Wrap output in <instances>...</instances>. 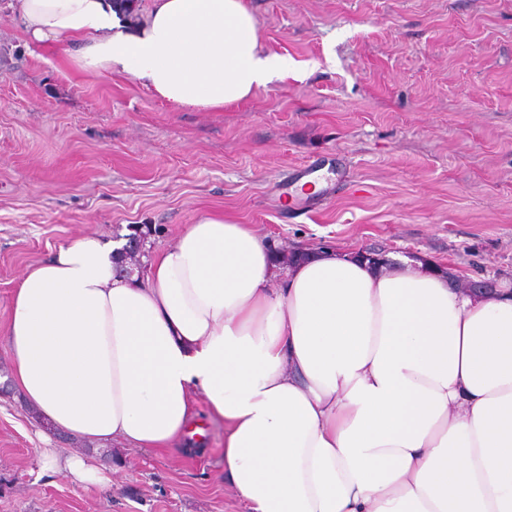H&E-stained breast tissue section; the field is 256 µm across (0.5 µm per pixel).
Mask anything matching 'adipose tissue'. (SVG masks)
I'll list each match as a JSON object with an SVG mask.
<instances>
[{
	"instance_id": "obj_1",
	"label": "adipose tissue",
	"mask_w": 512,
	"mask_h": 512,
	"mask_svg": "<svg viewBox=\"0 0 512 512\" xmlns=\"http://www.w3.org/2000/svg\"><path fill=\"white\" fill-rule=\"evenodd\" d=\"M28 39L121 72L173 108L242 102L287 72L245 0H10ZM82 238L11 300L12 381L53 432L148 453L224 424L245 512H512V282L463 291L429 260L373 267L325 248L278 263L246 224L206 217L141 269ZM43 469L110 487L43 436Z\"/></svg>"
}]
</instances>
